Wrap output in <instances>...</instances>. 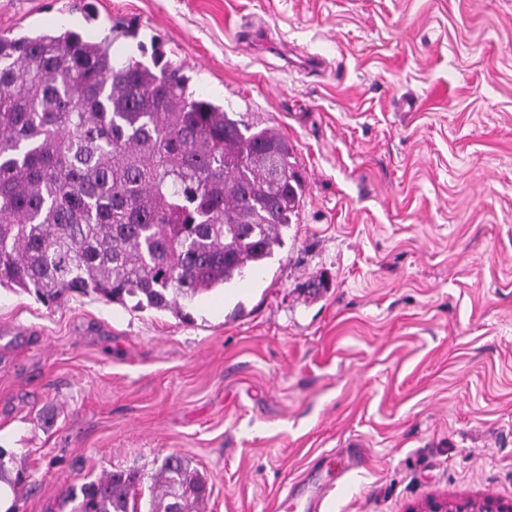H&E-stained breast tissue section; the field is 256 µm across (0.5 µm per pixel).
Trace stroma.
Here are the masks:
<instances>
[{
	"mask_svg": "<svg viewBox=\"0 0 512 512\" xmlns=\"http://www.w3.org/2000/svg\"><path fill=\"white\" fill-rule=\"evenodd\" d=\"M65 28L161 49L283 135L305 193L188 323L0 288L19 512H73L69 487L173 453L205 512H272L314 469L321 512L512 502V0H0V32ZM512 503L487 496L483 498H448L430 496L408 507L406 512H511Z\"/></svg>",
	"mask_w": 512,
	"mask_h": 512,
	"instance_id": "obj_1",
	"label": "stroma"
}]
</instances>
